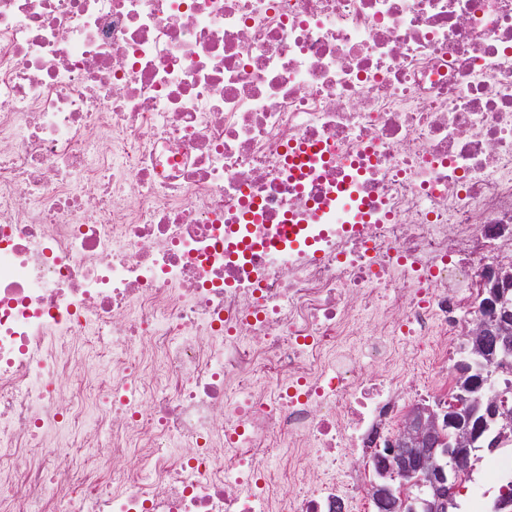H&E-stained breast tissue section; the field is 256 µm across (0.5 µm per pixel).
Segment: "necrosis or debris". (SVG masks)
<instances>
[{
    "instance_id": "necrosis-or-debris-1",
    "label": "necrosis or debris",
    "mask_w": 512,
    "mask_h": 512,
    "mask_svg": "<svg viewBox=\"0 0 512 512\" xmlns=\"http://www.w3.org/2000/svg\"><path fill=\"white\" fill-rule=\"evenodd\" d=\"M489 270L512 0H0V512H354Z\"/></svg>"
}]
</instances>
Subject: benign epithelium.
<instances>
[{"label":"benign epithelium","instance_id":"benign-epithelium-1","mask_svg":"<svg viewBox=\"0 0 512 512\" xmlns=\"http://www.w3.org/2000/svg\"><path fill=\"white\" fill-rule=\"evenodd\" d=\"M509 290L495 288L483 305L481 319L462 337V345L477 357L480 367L481 402L485 418L505 431L512 427V407L492 386L498 374L512 373V309L504 304ZM451 423L439 406L420 403L404 418L398 434L387 447L378 449L381 473L370 487L380 512H448L455 505L458 474L467 451L476 440L470 426L454 427L448 447L437 438ZM399 477L395 483L387 475Z\"/></svg>","mask_w":512,"mask_h":512}]
</instances>
